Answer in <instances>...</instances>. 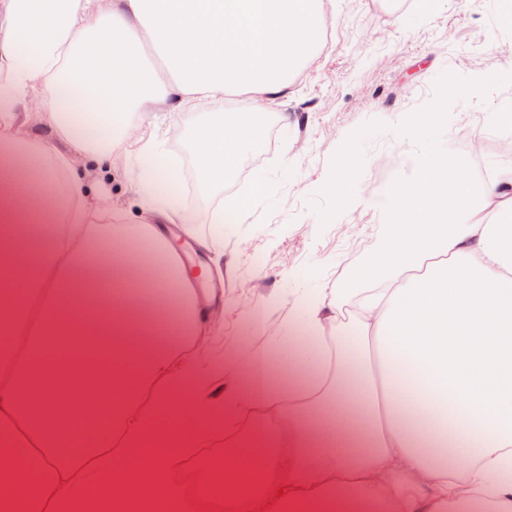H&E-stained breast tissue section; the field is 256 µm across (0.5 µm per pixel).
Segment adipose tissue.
<instances>
[{"mask_svg": "<svg viewBox=\"0 0 512 512\" xmlns=\"http://www.w3.org/2000/svg\"><path fill=\"white\" fill-rule=\"evenodd\" d=\"M325 27L321 0H0V335L58 271L42 337L0 377V512H182L184 449L287 399V436L257 430L208 466L231 512H512V168L478 183L431 141L367 196L342 161L326 189L376 209L385 242L356 287L301 297L281 380L259 353L215 374L214 297L153 274L181 180L161 124L194 113L198 185L223 186L254 117L200 104L276 100ZM36 105L51 135L20 137ZM116 156L154 223L112 227L76 166L106 181Z\"/></svg>", "mask_w": 512, "mask_h": 512, "instance_id": "ef3b65f1", "label": "adipose tissue"}]
</instances>
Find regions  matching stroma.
I'll list each match as a JSON object with an SVG mask.
<instances>
[{"label": "stroma", "instance_id": "stroma-1", "mask_svg": "<svg viewBox=\"0 0 512 512\" xmlns=\"http://www.w3.org/2000/svg\"><path fill=\"white\" fill-rule=\"evenodd\" d=\"M384 0H325L327 36L292 76L288 94L261 101L268 116L252 150L241 157L235 178L215 196L193 192L181 204L179 221H191L198 238L207 237L213 208L239 196L241 182L263 172L269 189L224 236L220 248L222 301L206 338L208 357L249 358L255 348L276 353L283 327L302 295L339 289L354 278L382 246L385 228L377 211L340 206L321 183L334 168L347 135L354 145L357 179L368 194L382 193L409 173L408 161L423 136L405 128L403 116L440 104L448 71L469 74L491 62L500 65L496 84L477 90L469 102L447 111L435 130L446 142L451 162L467 167L478 181L495 179L512 167L501 152L512 125L491 124L489 115L512 103V25L502 24L497 0H441L431 14L417 0L388 11ZM289 114L282 122L281 114ZM480 150H472V140ZM127 163L113 157L112 179L100 187L113 210L128 223L143 220ZM334 222H325L327 214ZM293 344L301 336L291 335Z\"/></svg>", "mask_w": 512, "mask_h": 512}]
</instances>
